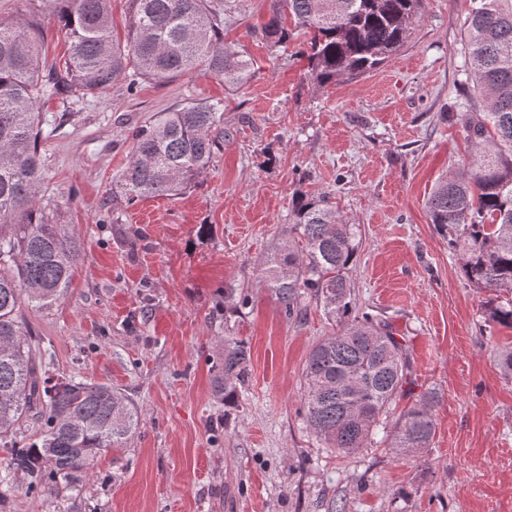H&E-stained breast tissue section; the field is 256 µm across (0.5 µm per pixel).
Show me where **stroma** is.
Wrapping results in <instances>:
<instances>
[{
	"label": "stroma",
	"instance_id": "obj_1",
	"mask_svg": "<svg viewBox=\"0 0 512 512\" xmlns=\"http://www.w3.org/2000/svg\"><path fill=\"white\" fill-rule=\"evenodd\" d=\"M229 2L224 44L254 63L241 88L200 69L131 96L118 87L41 107V197L83 254L65 298L22 306L20 319L57 375L116 388L140 426L80 482L41 491L12 476L0 512H512V380L496 369L512 329L486 321L426 208L436 182L471 160L455 115L481 109L474 88L456 84L472 0H421L379 68L325 85L308 73L304 30L276 49L262 40L272 0ZM216 99L225 138L195 186L113 200L133 128ZM299 195L328 196L357 226L354 301L403 339L415 391L441 394L422 454L398 459L380 440L342 456L304 423L308 353L338 326L313 300L288 320L257 286ZM228 282L250 297L236 313L224 310ZM228 336L250 348L231 410L212 386Z\"/></svg>",
	"mask_w": 512,
	"mask_h": 512
}]
</instances>
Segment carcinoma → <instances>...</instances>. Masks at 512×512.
<instances>
[{
	"label": "carcinoma",
	"instance_id": "1",
	"mask_svg": "<svg viewBox=\"0 0 512 512\" xmlns=\"http://www.w3.org/2000/svg\"><path fill=\"white\" fill-rule=\"evenodd\" d=\"M111 0H57L51 21L69 40L64 62L40 70L39 19L0 20V443L10 445L9 472L33 489L88 472L109 448H122L137 433V408L112 386L79 377L56 378L51 361L37 354L22 331V302L44 309L60 301L81 241L52 220L40 204L44 182L40 104L63 91L99 98L118 81L137 92L143 80L168 83L202 67L241 87L251 75L242 51L224 46V13L206 0H129L125 39L112 30ZM309 38L310 75L321 84L353 80L378 67L408 38L417 0H282ZM273 46L288 43L282 10L260 30ZM463 84L474 81L481 112L457 115L473 149L470 169L440 179L427 200L431 223L462 256L471 285L489 293L488 319L512 328V0H474L466 20ZM219 103L189 102L162 112L132 131L128 165L116 180L127 204L176 195L197 183L222 136ZM293 223L267 255L258 285L290 320L307 301L326 317L344 320L339 331L310 351L305 365L304 421L328 447L349 455L378 432H390L397 458L430 447L434 407L431 389L389 420L397 399L412 394L405 345L378 314L355 308L348 271L356 253L354 226L341 222L323 198L293 200ZM225 310L249 296L224 284ZM250 363L247 344L224 339L214 393L239 397ZM37 410L40 435L20 437Z\"/></svg>",
	"mask_w": 512,
	"mask_h": 512
}]
</instances>
